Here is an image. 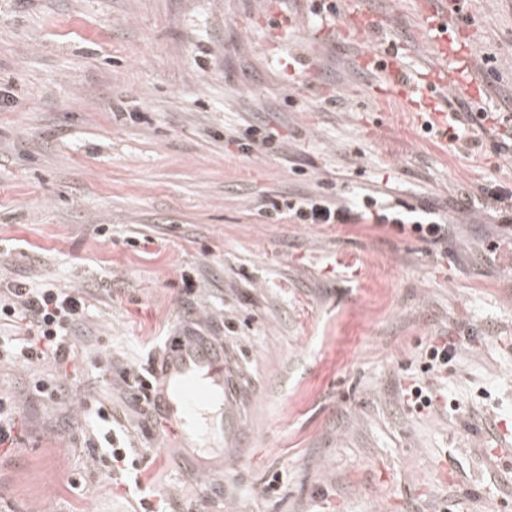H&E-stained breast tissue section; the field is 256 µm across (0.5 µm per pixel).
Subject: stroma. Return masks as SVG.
<instances>
[{
  "mask_svg": "<svg viewBox=\"0 0 512 512\" xmlns=\"http://www.w3.org/2000/svg\"><path fill=\"white\" fill-rule=\"evenodd\" d=\"M443 7L357 0L361 37L343 44L307 0H0V279L87 306L66 364L0 363L17 410L0 512H140L139 481L153 512H512V223L456 205L512 187V160L439 146L423 116L379 105L366 66L391 51L416 77L439 66L422 15ZM454 20L462 85L512 113V0H466ZM256 122L280 152L225 144ZM321 183L437 203L452 232L262 214ZM188 331L223 341L237 384L242 432L207 477L132 394ZM442 336L457 355L425 372ZM415 381L433 408L408 406ZM108 429L130 471L99 465Z\"/></svg>",
  "mask_w": 512,
  "mask_h": 512,
  "instance_id": "obj_1",
  "label": "stroma"
}]
</instances>
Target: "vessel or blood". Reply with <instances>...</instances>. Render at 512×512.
Instances as JSON below:
<instances>
[{"instance_id":"obj_1","label":"vessel or blood","mask_w":512,"mask_h":512,"mask_svg":"<svg viewBox=\"0 0 512 512\" xmlns=\"http://www.w3.org/2000/svg\"><path fill=\"white\" fill-rule=\"evenodd\" d=\"M229 361L223 342L193 336L170 343L149 367L150 399L199 472L211 459L223 457L239 431Z\"/></svg>"}]
</instances>
